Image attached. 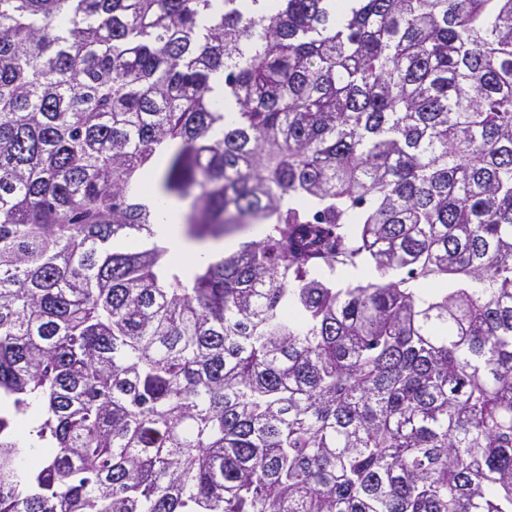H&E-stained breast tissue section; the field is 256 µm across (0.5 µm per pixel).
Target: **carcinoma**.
<instances>
[{"label": "carcinoma", "mask_w": 512, "mask_h": 512, "mask_svg": "<svg viewBox=\"0 0 512 512\" xmlns=\"http://www.w3.org/2000/svg\"><path fill=\"white\" fill-rule=\"evenodd\" d=\"M0 512H512V0H0ZM147 199L160 211L159 224H154L155 236L153 241L161 247L170 249L171 254L187 267L207 265L219 254L227 256L235 250L228 253L224 252L233 250L236 247V250H238L244 242L259 241L263 238L255 239L248 235L249 230L254 225H257L252 224L245 233L235 235L238 238V243L234 238L205 243L192 242L183 235L181 229L185 213L184 207L172 200H157L154 196H149ZM264 232L265 227L263 225H257L252 230V233L258 237L263 236Z\"/></svg>", "instance_id": "cac0c4a2"}]
</instances>
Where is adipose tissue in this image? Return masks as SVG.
<instances>
[{
    "instance_id": "obj_1",
    "label": "adipose tissue",
    "mask_w": 512,
    "mask_h": 512,
    "mask_svg": "<svg viewBox=\"0 0 512 512\" xmlns=\"http://www.w3.org/2000/svg\"><path fill=\"white\" fill-rule=\"evenodd\" d=\"M155 206L160 212V217L154 227V240L157 245L168 248L185 266L207 265L219 254L236 248L237 242L232 238L205 243L188 240L181 229L184 207L171 200L156 201Z\"/></svg>"
}]
</instances>
